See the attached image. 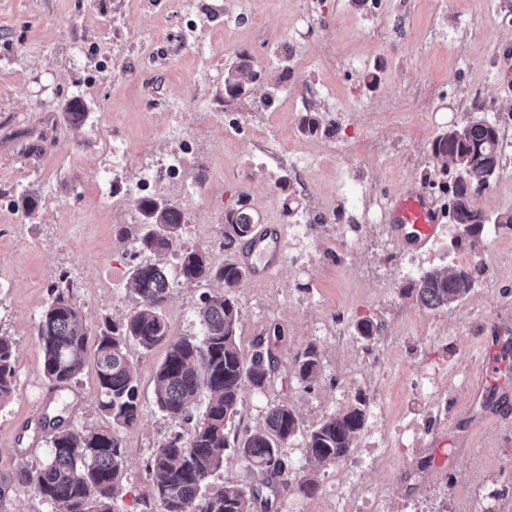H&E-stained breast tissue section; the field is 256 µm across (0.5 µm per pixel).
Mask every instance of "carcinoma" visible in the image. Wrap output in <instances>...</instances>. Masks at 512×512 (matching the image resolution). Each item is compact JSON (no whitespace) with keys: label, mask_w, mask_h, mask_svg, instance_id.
<instances>
[{"label":"carcinoma","mask_w":512,"mask_h":512,"mask_svg":"<svg viewBox=\"0 0 512 512\" xmlns=\"http://www.w3.org/2000/svg\"><path fill=\"white\" fill-rule=\"evenodd\" d=\"M256 79L250 66L240 64L227 72L224 90L240 95ZM497 125L486 117L475 116L436 137L431 153L440 172L461 173L464 178L453 187L454 220L460 238L473 240L489 229L512 232V213L495 220L472 205L475 196L493 182L504 166ZM143 224L149 226L135 238L136 254L142 260L132 267L130 283L139 306L120 324L104 321L95 331L87 327L81 310L71 301L64 287H54L52 301L38 319L37 336L43 349V372L56 385L78 380L88 357L89 339H94L99 406L112 419V429L81 430L58 426L51 437V454L35 473L23 472L17 487H30L47 502L62 506L64 512H113L117 478L123 467L118 431L134 426L142 416L139 380L129 350H142L167 343V352L155 374L154 398L168 415L195 425L188 438L177 434L157 448L146 470L153 481L157 512H253L255 505L272 508L279 486L288 482L291 467L280 448L300 431L296 411L281 404L271 408L264 425L228 440L226 427L239 412L244 387H265L273 368L271 351H256L246 360L237 344L239 308L231 296L243 275L235 263L212 268L205 253L186 249L179 254L180 277L191 284L216 280L224 290L202 296L197 309L201 324L198 336L169 338L162 305L172 285L158 261L180 238L182 214L167 202L155 198L139 200ZM255 219L245 202L225 216L224 247L230 248L247 238ZM477 270L450 265L427 271L408 285L417 302L436 310L462 302L474 289ZM16 345L9 336H0V402L12 397L15 384ZM319 354L311 347L298 369L301 381H315ZM208 401L199 420H193L190 405L201 392ZM366 398L358 396L347 409L323 419L306 432L310 460L337 461L351 450L354 439L366 424ZM236 448L260 473L250 487L226 477L218 485L210 482L224 461V451Z\"/></svg>","instance_id":"obj_1"}]
</instances>
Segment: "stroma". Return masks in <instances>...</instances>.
Returning a JSON list of instances; mask_svg holds the SVG:
<instances>
[{
	"mask_svg": "<svg viewBox=\"0 0 512 512\" xmlns=\"http://www.w3.org/2000/svg\"><path fill=\"white\" fill-rule=\"evenodd\" d=\"M190 14L171 0H0V334L16 342V392L0 403V512H60L19 472L51 453L47 416L77 429H103L94 364L60 388L43 373L37 337L53 284L66 280L88 324L122 322L138 305L128 284L142 230L135 188L144 155L161 160L175 138L193 145L179 181H155L146 193L184 216L179 246L205 252L211 267L236 261L224 245V215L245 201L262 224L285 228L279 275L242 276L237 343L244 357L270 350L275 370L263 389L245 387L233 432L260 427L287 404L302 432L281 448L293 478L273 512H336L342 494L360 512H512V417L477 414L460 391L469 367L497 335L512 336V233L457 243L456 224L419 251L406 249L387 223H366L379 197L429 191V147L472 112L491 120L512 113V0H391L377 12L356 0H192ZM188 47L170 50L172 36ZM247 63L250 89L224 91L228 68ZM305 99L279 91L281 80ZM276 90L271 105L263 95ZM87 119L72 127L71 102ZM316 113L335 122L339 139L304 130ZM244 126L227 136L219 114ZM264 122L261 143L247 126ZM124 141L128 160L114 181L108 146ZM363 185L353 199L351 185ZM33 210H26L25 201ZM339 221L297 234L295 221L318 210ZM485 261L474 291L437 310L406 292L425 271ZM172 282L162 307L170 338L198 335L196 309L215 281L183 282L174 253L163 257ZM381 326L367 339L356 324ZM319 352L312 389L297 377L308 347ZM166 345L132 349L143 414L121 433L122 477L115 512H156L146 472L151 454L190 424L154 401ZM367 421L339 461L314 465L303 433L358 395ZM469 430L471 448L437 475L434 434L449 424ZM314 475V495L298 481Z\"/></svg>",
	"mask_w": 512,
	"mask_h": 512,
	"instance_id": "stroma-1",
	"label": "stroma"
}]
</instances>
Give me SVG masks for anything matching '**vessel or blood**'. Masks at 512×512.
Listing matches in <instances>:
<instances>
[{"label": "vessel or blood", "mask_w": 512, "mask_h": 512, "mask_svg": "<svg viewBox=\"0 0 512 512\" xmlns=\"http://www.w3.org/2000/svg\"><path fill=\"white\" fill-rule=\"evenodd\" d=\"M384 216L391 232L409 249L421 250L437 241L446 226L435 201L423 191L397 194L388 198ZM283 260L281 229L268 224L256 225L247 242L243 266L251 278L272 279ZM497 348L489 346L470 374V392L473 402L491 403L486 395L487 385L498 368Z\"/></svg>", "instance_id": "b4317fda"}]
</instances>
